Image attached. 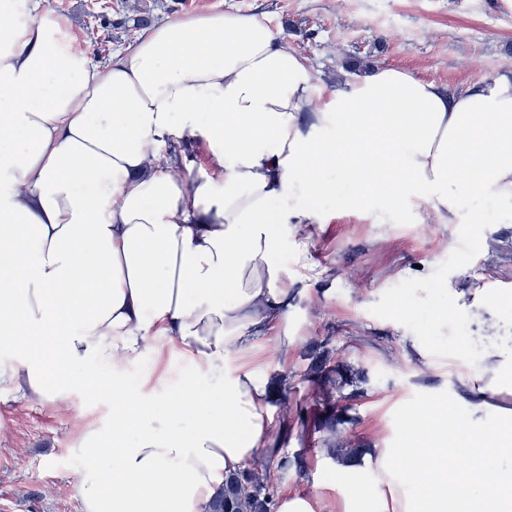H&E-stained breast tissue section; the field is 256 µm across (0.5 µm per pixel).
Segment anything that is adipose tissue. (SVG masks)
<instances>
[{
  "mask_svg": "<svg viewBox=\"0 0 512 512\" xmlns=\"http://www.w3.org/2000/svg\"><path fill=\"white\" fill-rule=\"evenodd\" d=\"M194 138L214 162L189 177L166 148ZM333 195L343 210L482 223L463 197L512 201V73L452 90L388 67L330 88L265 15L237 11L148 27L100 65L42 0H0V338L22 353L0 388L110 398V419L77 440L81 512H210L225 476L263 455L265 381L237 367L216 409L197 384L287 322L276 254ZM166 339L198 375L161 413L141 389L64 370L160 359ZM435 408H407V447L372 449L376 479L337 465L332 499L285 488L275 512H512V419L456 461ZM496 459L509 467L486 477Z\"/></svg>",
  "mask_w": 512,
  "mask_h": 512,
  "instance_id": "obj_1",
  "label": "adipose tissue"
}]
</instances>
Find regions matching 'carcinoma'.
Masks as SVG:
<instances>
[{
  "instance_id": "1",
  "label": "carcinoma",
  "mask_w": 512,
  "mask_h": 512,
  "mask_svg": "<svg viewBox=\"0 0 512 512\" xmlns=\"http://www.w3.org/2000/svg\"><path fill=\"white\" fill-rule=\"evenodd\" d=\"M272 483L269 466L254 463L241 475L225 480L224 498L216 506L217 512H274Z\"/></svg>"
}]
</instances>
